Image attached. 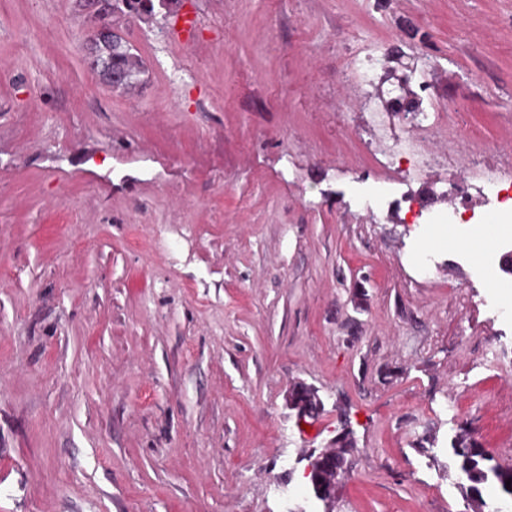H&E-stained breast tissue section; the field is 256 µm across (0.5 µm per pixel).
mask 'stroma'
Wrapping results in <instances>:
<instances>
[{
	"label": "stroma",
	"instance_id": "stroma-1",
	"mask_svg": "<svg viewBox=\"0 0 512 512\" xmlns=\"http://www.w3.org/2000/svg\"><path fill=\"white\" fill-rule=\"evenodd\" d=\"M92 19L0 0V512H323L345 417L333 512H466L459 427L512 466V231L422 255L390 202L512 176V0H179L121 24L126 92Z\"/></svg>",
	"mask_w": 512,
	"mask_h": 512
}]
</instances>
